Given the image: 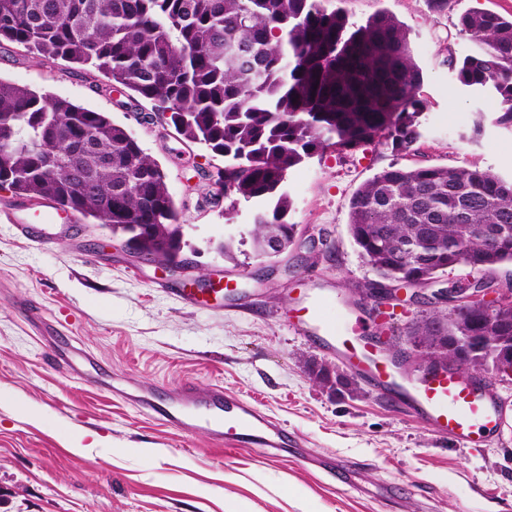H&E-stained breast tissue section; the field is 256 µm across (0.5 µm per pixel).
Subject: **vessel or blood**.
Masks as SVG:
<instances>
[{"mask_svg": "<svg viewBox=\"0 0 512 512\" xmlns=\"http://www.w3.org/2000/svg\"><path fill=\"white\" fill-rule=\"evenodd\" d=\"M7 223L30 228L42 243H56L54 228L70 223L69 215L47 208L26 217L19 208L0 209ZM323 299L315 298L297 311L298 330L327 353L348 365L374 389L407 408L432 432L466 445L486 442L501 429L504 411L480 379L460 380L441 369L415 382L400 381L395 364L379 351V338L356 323L342 326L325 318ZM142 411L182 432L203 430L223 442L226 452L263 448L283 451L288 433L272 417L248 401L225 394L223 387L198 389L187 383L170 397L138 396Z\"/></svg>", "mask_w": 512, "mask_h": 512, "instance_id": "vessel-or-blood-1", "label": "vessel or blood"}]
</instances>
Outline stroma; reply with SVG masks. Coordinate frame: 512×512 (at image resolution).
<instances>
[{
    "mask_svg": "<svg viewBox=\"0 0 512 512\" xmlns=\"http://www.w3.org/2000/svg\"><path fill=\"white\" fill-rule=\"evenodd\" d=\"M361 25L386 11L409 30L424 73L421 138L406 151L377 140L350 151L326 149L292 168L286 216L301 248L269 260L252 249L251 210L229 204L209 172L224 158L187 142L173 125L150 124L149 102L108 91L88 66L47 61L0 42V79L107 113L167 174L194 275L233 283L220 298L188 293L180 275L131 260L122 240L76 217L62 240L42 244L0 223V512H512V386H498L506 410L499 434L480 446L435 435L412 413L357 382L336 396L308 368L328 355L294 326L302 300L377 324L407 350L411 307L376 323L355 289L375 275L349 231V202L374 174L400 167H468L512 180V131L486 125L469 139L494 98L461 89L448 57L473 49L458 30L468 10L512 16V0H333ZM204 173L184 180L186 163ZM235 240L233 258L218 246ZM323 255L307 261L306 241ZM253 403L294 442L272 456L259 448L226 454L205 432L183 433L143 414L136 396H163L182 383ZM79 435L97 445L78 449ZM334 459L346 479L307 461Z\"/></svg>",
    "mask_w": 512,
    "mask_h": 512,
    "instance_id": "stroma-1",
    "label": "stroma"
}]
</instances>
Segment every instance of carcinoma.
Segmentation results:
<instances>
[{
	"label": "carcinoma",
	"instance_id": "obj_1",
	"mask_svg": "<svg viewBox=\"0 0 512 512\" xmlns=\"http://www.w3.org/2000/svg\"><path fill=\"white\" fill-rule=\"evenodd\" d=\"M329 0H0V40L46 59L91 65L109 87L171 113L184 139L224 156V192L253 203V248L287 238L288 171L334 146L421 137L424 74L408 31L381 11L353 27ZM474 50L448 58L457 81L498 103L512 130V18L467 11ZM0 188L137 233L143 251L175 256L177 208L167 176L103 112L0 80ZM137 224L160 230L152 236ZM349 233L381 278L426 284L447 269L512 263V181L478 166H390L353 194ZM468 316L434 310L407 336H458ZM484 336L512 348V310L486 314Z\"/></svg>",
	"mask_w": 512,
	"mask_h": 512
}]
</instances>
